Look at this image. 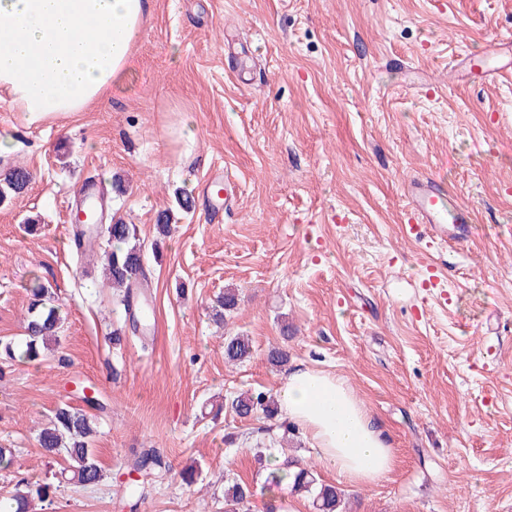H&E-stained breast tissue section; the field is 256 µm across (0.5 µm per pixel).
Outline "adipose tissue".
Wrapping results in <instances>:
<instances>
[{
	"label": "adipose tissue",
	"instance_id": "ef3b65f1",
	"mask_svg": "<svg viewBox=\"0 0 512 512\" xmlns=\"http://www.w3.org/2000/svg\"><path fill=\"white\" fill-rule=\"evenodd\" d=\"M150 0H0V93L21 112H80L130 72ZM341 481L366 486L394 451L363 401L336 375L296 367L276 391Z\"/></svg>",
	"mask_w": 512,
	"mask_h": 512
}]
</instances>
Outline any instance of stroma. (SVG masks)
Segmentation results:
<instances>
[{"instance_id": "35a3bbf8", "label": "stroma", "mask_w": 512, "mask_h": 512, "mask_svg": "<svg viewBox=\"0 0 512 512\" xmlns=\"http://www.w3.org/2000/svg\"><path fill=\"white\" fill-rule=\"evenodd\" d=\"M503 42L512 0H150L130 76L84 111L34 119L0 100V176L31 174L0 203V337L23 340L33 279L66 314L58 353L0 376V444L15 451L0 494L53 481L63 463L37 434L57 405L85 409L88 386L104 405L94 448L107 478L63 485L48 512H224L230 476L253 488L247 512L282 500L314 512L308 494L267 486L259 442L339 486L342 512H512V78L451 64ZM184 112L190 144L171 133ZM218 169L240 188L219 222L200 191ZM412 175L470 209L465 241L404 234ZM89 181L109 189L106 218L138 228L146 339L112 344L124 309L70 242ZM430 263L451 305L421 290ZM228 289L238 304L219 323ZM236 334L253 355L234 365ZM275 347L286 366L269 362ZM296 366L347 380L392 443L389 474L339 482L283 415L232 409ZM145 448L166 468L135 489ZM252 342L247 336H228L224 340V358L228 363H242L252 355Z\"/></svg>"}]
</instances>
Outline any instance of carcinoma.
<instances>
[{
  "label": "carcinoma",
  "mask_w": 512,
  "mask_h": 512,
  "mask_svg": "<svg viewBox=\"0 0 512 512\" xmlns=\"http://www.w3.org/2000/svg\"><path fill=\"white\" fill-rule=\"evenodd\" d=\"M31 175L23 167H15L0 179V202L25 191ZM92 238L107 245L106 276L111 287L122 292L121 303L128 313L129 330H139V319L130 307L133 288L145 283L143 250L137 238L136 225L118 219L97 226ZM29 319L24 327L25 339L0 338V375L3 367L15 362H32L44 356L50 347L59 345L58 330L62 323L59 308L52 305L49 288L36 283L30 288ZM251 340L246 336H228L224 340V358L229 363H242L252 355ZM235 412L246 417L257 411L272 417L277 413V402L269 395L240 394L231 402ZM98 433L96 417L75 409L66 403L56 407L50 426L42 429L37 441L42 454L49 459L62 458L67 466L60 472L61 480L81 485H95L106 477L91 444ZM284 465L297 467L292 473V489L314 493L312 505L316 512H339L342 494L335 487L324 485L310 468H301L295 460ZM161 468V459L151 451L143 452L133 463V469L148 476ZM57 487L50 482L30 484L17 482L7 496L14 512H29L31 500L42 503L53 501ZM250 497L247 483L227 480L224 486V512H243Z\"/></svg>",
  "instance_id": "cac0c4a2"
}]
</instances>
